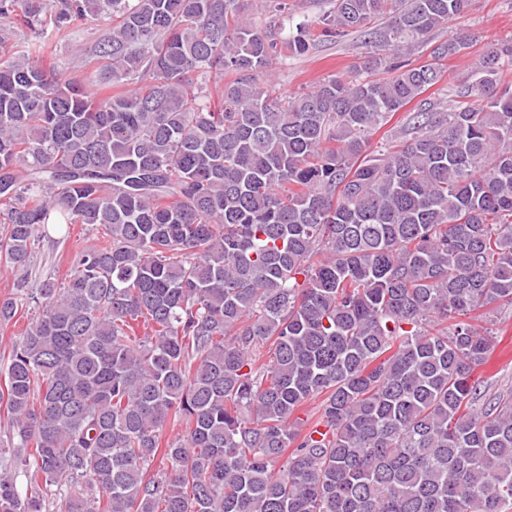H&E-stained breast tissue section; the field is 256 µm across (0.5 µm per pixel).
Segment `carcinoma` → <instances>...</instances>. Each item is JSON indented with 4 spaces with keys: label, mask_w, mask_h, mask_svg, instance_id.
<instances>
[{
    "label": "carcinoma",
    "mask_w": 512,
    "mask_h": 512,
    "mask_svg": "<svg viewBox=\"0 0 512 512\" xmlns=\"http://www.w3.org/2000/svg\"><path fill=\"white\" fill-rule=\"evenodd\" d=\"M331 2L0 0L5 32L112 15L96 96L0 60V263L24 272L0 325L31 310L0 387L31 493L0 473V512H512V391L475 377L474 323L512 306V40L441 106L469 37L431 35L471 0ZM315 24L370 51L276 93ZM71 224L100 237L31 279ZM293 12L296 14V21L303 16L315 19L326 11L329 6V0H288Z\"/></svg>",
    "instance_id": "obj_1"
}]
</instances>
